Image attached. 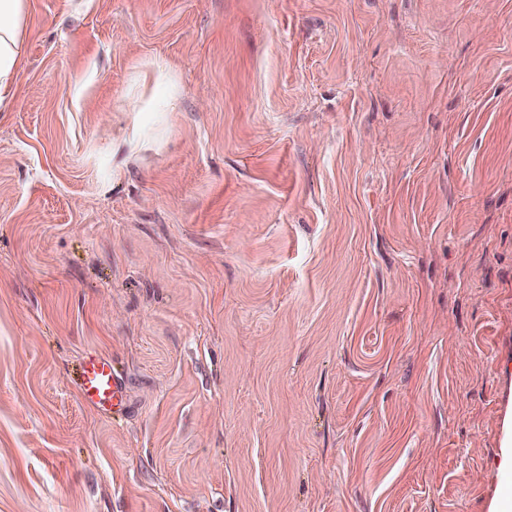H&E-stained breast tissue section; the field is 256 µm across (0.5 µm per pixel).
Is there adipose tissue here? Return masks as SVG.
Instances as JSON below:
<instances>
[{
	"mask_svg": "<svg viewBox=\"0 0 512 512\" xmlns=\"http://www.w3.org/2000/svg\"><path fill=\"white\" fill-rule=\"evenodd\" d=\"M25 4L0 0V105L10 102L21 70Z\"/></svg>",
	"mask_w": 512,
	"mask_h": 512,
	"instance_id": "ef3b65f1",
	"label": "adipose tissue"
}]
</instances>
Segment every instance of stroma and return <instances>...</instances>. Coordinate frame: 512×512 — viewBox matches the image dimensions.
<instances>
[{
	"label": "stroma",
	"mask_w": 512,
	"mask_h": 512,
	"mask_svg": "<svg viewBox=\"0 0 512 512\" xmlns=\"http://www.w3.org/2000/svg\"><path fill=\"white\" fill-rule=\"evenodd\" d=\"M509 493L512 0H28L0 512ZM79 388L85 402L104 415L120 410L124 389L121 376L112 368V360L88 353L80 375Z\"/></svg>",
	"instance_id": "obj_1"
}]
</instances>
